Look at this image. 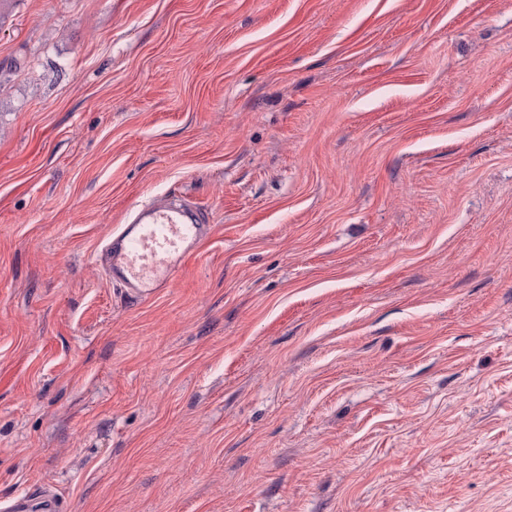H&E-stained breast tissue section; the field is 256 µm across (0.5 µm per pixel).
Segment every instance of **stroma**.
Returning a JSON list of instances; mask_svg holds the SVG:
<instances>
[{
	"mask_svg": "<svg viewBox=\"0 0 512 512\" xmlns=\"http://www.w3.org/2000/svg\"><path fill=\"white\" fill-rule=\"evenodd\" d=\"M0 68V503L512 512V0H0ZM211 231L212 225L196 207L152 202L141 205L129 224L110 233L99 260L109 281L135 301H147L172 288L182 263ZM1 510L7 512H59V499L53 489L41 487L35 495L20 497Z\"/></svg>",
	"mask_w": 512,
	"mask_h": 512,
	"instance_id": "obj_1",
	"label": "stroma"
}]
</instances>
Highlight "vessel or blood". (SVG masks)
Here are the masks:
<instances>
[{"instance_id": "vessel-or-blood-1", "label": "vessel or blood", "mask_w": 512, "mask_h": 512, "mask_svg": "<svg viewBox=\"0 0 512 512\" xmlns=\"http://www.w3.org/2000/svg\"><path fill=\"white\" fill-rule=\"evenodd\" d=\"M211 231L196 207L152 202L137 208L129 223L110 233L99 260L109 281L132 299L147 301L172 288L182 263ZM7 512H59L58 495L42 488L13 501Z\"/></svg>"}]
</instances>
